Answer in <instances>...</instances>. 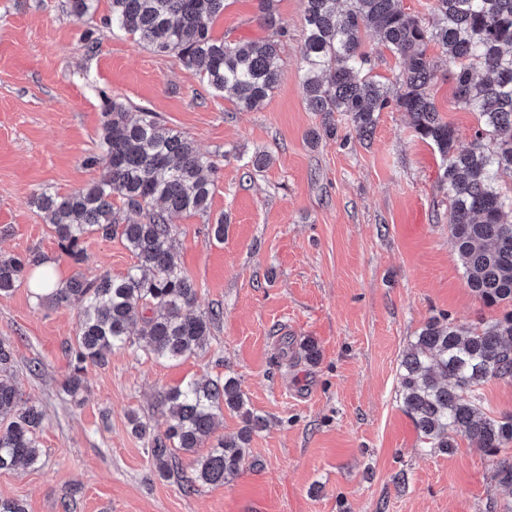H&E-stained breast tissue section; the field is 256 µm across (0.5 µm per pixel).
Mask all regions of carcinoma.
Segmentation results:
<instances>
[{
	"label": "carcinoma",
	"mask_w": 512,
	"mask_h": 512,
	"mask_svg": "<svg viewBox=\"0 0 512 512\" xmlns=\"http://www.w3.org/2000/svg\"><path fill=\"white\" fill-rule=\"evenodd\" d=\"M97 0H68L81 19L95 12ZM257 20L272 30L262 41L227 40L213 35L214 19L225 0H111L104 23L158 54L176 55L215 95L230 92L241 110L264 100L281 78L279 38L286 35L274 0H256ZM305 0V36L300 81L309 110L324 115L323 132L336 136L333 114L351 122L356 137H371L378 113L388 107L406 113L416 136L438 149L440 174L448 186L449 230L469 288L485 305L504 313L474 327L430 319L415 336L400 364L402 407L429 451L450 453L462 437L494 456L512 443V413L485 411L481 387L490 379L512 378V198L497 182L512 176V0H436L434 20L424 23L398 8V0ZM372 30L404 69L390 88L372 74L362 32ZM448 57L459 106L478 115L469 145L439 114L431 94L437 67L430 44ZM493 143L489 149L485 140ZM102 165L99 178L69 193L44 191L39 209L74 263L83 261L84 238L118 237L136 262L120 278L81 275L58 281L37 295L57 305L83 302L75 344L67 349L71 373L63 391L73 400L83 391L87 364L104 365L115 349L140 337L157 359L176 361L204 349L220 312L196 314L197 290L176 261L177 213L209 212L217 166L184 133L141 109L106 102L99 153L85 159ZM119 199L123 208L115 207ZM143 221L123 223L121 210ZM35 255H0V295L11 292L32 266ZM13 350L0 341V471L38 466L43 451L36 433L43 413L18 409L21 394L11 367ZM167 418L163 436L130 418L133 432L148 439L155 471L170 477L178 454L191 457L194 480L222 484L241 471L253 432L264 418L245 407L237 381L189 380L160 398ZM229 409L242 417L233 437L208 444L217 414ZM205 452H200L205 445Z\"/></svg>",
	"instance_id": "1"
}]
</instances>
